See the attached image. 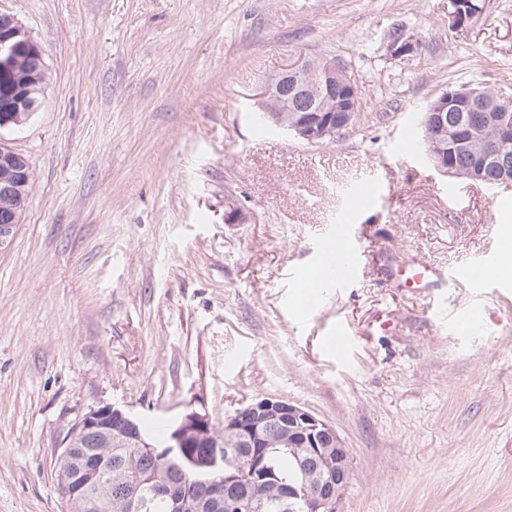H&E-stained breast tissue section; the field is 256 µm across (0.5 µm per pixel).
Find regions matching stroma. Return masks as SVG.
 Masks as SVG:
<instances>
[{
  "label": "stroma",
  "instance_id": "stroma-1",
  "mask_svg": "<svg viewBox=\"0 0 512 512\" xmlns=\"http://www.w3.org/2000/svg\"><path fill=\"white\" fill-rule=\"evenodd\" d=\"M480 4L456 32L448 0H0L47 71L33 117L0 131L32 165L0 252V512H66L55 452L92 408L152 433L198 411L220 432L262 397L336 429L352 462L339 512H512V276L415 299L388 275L499 261L512 236L496 187L450 201L465 178L421 144L442 92L512 99V0ZM395 28L415 57L387 54ZM307 57L358 87L356 129L333 143L262 117L264 86ZM373 184L359 271L293 311L346 190ZM475 307L485 332L456 335Z\"/></svg>",
  "mask_w": 512,
  "mask_h": 512
}]
</instances>
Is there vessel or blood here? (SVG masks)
<instances>
[{
    "label": "vessel or blood",
    "instance_id": "1",
    "mask_svg": "<svg viewBox=\"0 0 512 512\" xmlns=\"http://www.w3.org/2000/svg\"><path fill=\"white\" fill-rule=\"evenodd\" d=\"M361 190L346 195L345 211L333 224L329 239L332 250L323 253L305 272L296 276L292 307L305 313L316 309L325 289L343 287L350 272L358 265L360 256L353 236L354 219L367 207ZM397 287L412 294L432 288L456 287L468 282L476 285H493L499 279L496 266L491 261L476 259L446 271L425 261L404 262L391 271Z\"/></svg>",
    "mask_w": 512,
    "mask_h": 512
}]
</instances>
